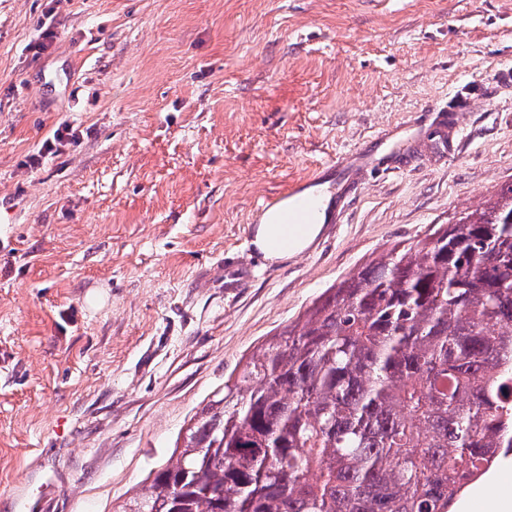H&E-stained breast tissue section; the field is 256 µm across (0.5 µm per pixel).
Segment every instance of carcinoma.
<instances>
[{"instance_id": "carcinoma-1", "label": "carcinoma", "mask_w": 512, "mask_h": 512, "mask_svg": "<svg viewBox=\"0 0 512 512\" xmlns=\"http://www.w3.org/2000/svg\"><path fill=\"white\" fill-rule=\"evenodd\" d=\"M512 452V185L267 338L116 512H449Z\"/></svg>"}]
</instances>
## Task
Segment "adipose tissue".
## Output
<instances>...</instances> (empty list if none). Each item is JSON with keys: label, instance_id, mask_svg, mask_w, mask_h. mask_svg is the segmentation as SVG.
Returning <instances> with one entry per match:
<instances>
[{"label": "adipose tissue", "instance_id": "adipose-tissue-1", "mask_svg": "<svg viewBox=\"0 0 512 512\" xmlns=\"http://www.w3.org/2000/svg\"><path fill=\"white\" fill-rule=\"evenodd\" d=\"M321 231L318 224H277L266 219L255 225L251 244L265 261L278 264L308 249Z\"/></svg>", "mask_w": 512, "mask_h": 512}]
</instances>
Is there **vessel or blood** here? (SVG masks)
Here are the masks:
<instances>
[{"label": "vessel or blood", "instance_id": "b4317fda", "mask_svg": "<svg viewBox=\"0 0 512 512\" xmlns=\"http://www.w3.org/2000/svg\"><path fill=\"white\" fill-rule=\"evenodd\" d=\"M395 130H384L368 143L322 166L310 180L287 193L264 199L256 208L259 217L279 215L285 224H338L345 208V192L354 188L370 168L375 153L395 142Z\"/></svg>", "mask_w": 512, "mask_h": 512}]
</instances>
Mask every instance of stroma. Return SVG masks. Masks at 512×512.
Instances as JSON below:
<instances>
[{"instance_id": "35a3bbf8", "label": "stroma", "mask_w": 512, "mask_h": 512, "mask_svg": "<svg viewBox=\"0 0 512 512\" xmlns=\"http://www.w3.org/2000/svg\"><path fill=\"white\" fill-rule=\"evenodd\" d=\"M305 252L266 197L388 126ZM77 144L31 165L61 123ZM512 185V0H0V512H112L266 338ZM512 487V455L452 512Z\"/></svg>"}]
</instances>
